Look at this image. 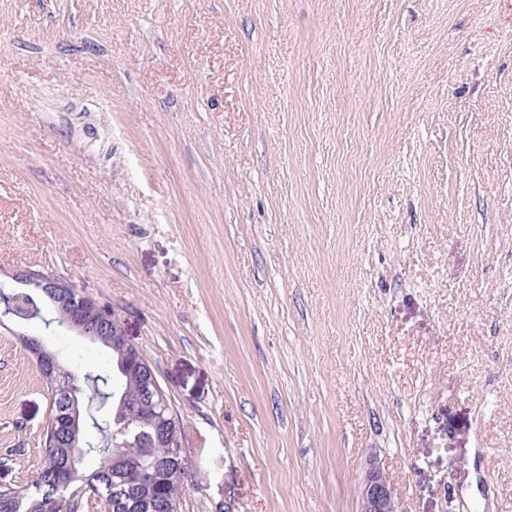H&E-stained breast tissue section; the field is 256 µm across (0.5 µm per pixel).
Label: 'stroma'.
<instances>
[{"label":"stroma","instance_id":"stroma-1","mask_svg":"<svg viewBox=\"0 0 512 512\" xmlns=\"http://www.w3.org/2000/svg\"><path fill=\"white\" fill-rule=\"evenodd\" d=\"M109 304L180 512H512V0H0V290ZM0 326V488L108 350ZM28 348V350L31 352V354L35 357L37 366L43 376L45 378V373L49 375V378L52 379L55 377V372L60 366V362L56 358V356L46 349V347L43 345L42 341L34 338V337H24L22 339ZM62 370L59 375H57L56 380H50L47 378L46 383L49 390H51V401H52V408H51V420L54 418L55 415L60 414L64 412V410L61 408V405H59L60 401V394L63 397L64 401V407H66V412L64 414H61L60 416H56L54 421H51L49 424V429L51 430H58L59 428H64L65 430H69L74 432H77L78 430V423L80 419V410L79 406L72 397V394H77L76 390L73 388L72 383H70L69 388L62 389L60 391V386L65 384V381H70L73 379L74 371L61 364ZM359 512H402L393 484L376 454L369 456L359 489Z\"/></svg>","mask_w":512,"mask_h":512}]
</instances>
